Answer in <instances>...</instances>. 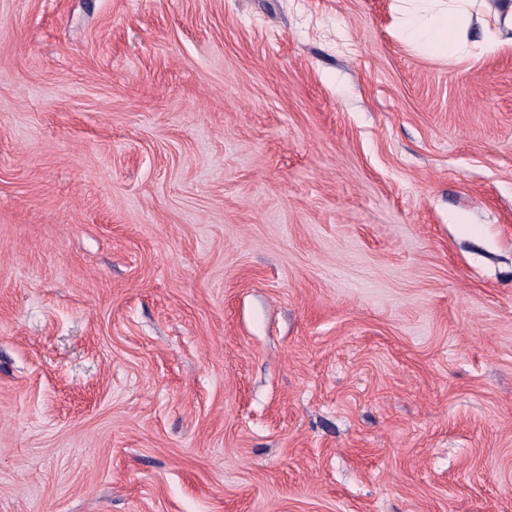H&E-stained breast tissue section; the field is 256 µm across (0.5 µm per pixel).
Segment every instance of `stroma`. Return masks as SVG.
I'll return each instance as SVG.
<instances>
[{"instance_id": "stroma-1", "label": "stroma", "mask_w": 512, "mask_h": 512, "mask_svg": "<svg viewBox=\"0 0 512 512\" xmlns=\"http://www.w3.org/2000/svg\"><path fill=\"white\" fill-rule=\"evenodd\" d=\"M393 0H0V512H512V50ZM400 39L430 56L454 59L478 48L491 55L512 48V1L498 0L491 7L493 28L473 39L470 20L487 0H395Z\"/></svg>"}]
</instances>
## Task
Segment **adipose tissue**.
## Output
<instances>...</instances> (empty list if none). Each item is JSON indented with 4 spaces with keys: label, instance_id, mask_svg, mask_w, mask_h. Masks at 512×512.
<instances>
[{
    "label": "adipose tissue",
    "instance_id": "1",
    "mask_svg": "<svg viewBox=\"0 0 512 512\" xmlns=\"http://www.w3.org/2000/svg\"><path fill=\"white\" fill-rule=\"evenodd\" d=\"M484 0H396L400 39L430 56L454 59L477 48L491 55L512 48V0H496L493 25L473 36L470 20Z\"/></svg>",
    "mask_w": 512,
    "mask_h": 512
}]
</instances>
